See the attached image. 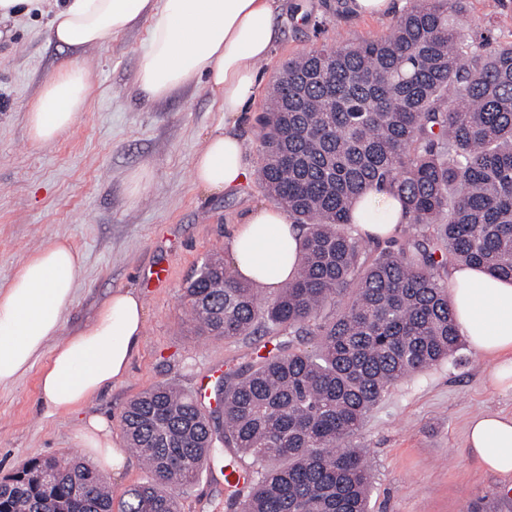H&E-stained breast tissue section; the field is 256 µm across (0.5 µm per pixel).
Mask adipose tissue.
I'll return each mask as SVG.
<instances>
[{"mask_svg":"<svg viewBox=\"0 0 512 512\" xmlns=\"http://www.w3.org/2000/svg\"><path fill=\"white\" fill-rule=\"evenodd\" d=\"M279 0H64L52 8L50 34L79 53L151 19L147 47L136 63V86L150 100L168 98L198 82L220 104L224 126L210 134L193 161L196 184L230 191L248 179L243 141L235 130L264 77L259 64L280 37ZM90 85L83 68L49 77L26 116L33 143L46 145L69 131L87 108ZM403 220L391 194L366 193L356 227L367 240L393 237ZM300 230L287 210L251 209L228 242L235 275L269 291L295 275ZM82 257L54 240L32 254L8 288L0 290V386L24 376L53 352L39 379L42 400L55 411L78 415L81 443L97 469L120 475L127 455L107 421L83 414L95 396L121 383L142 340L144 305L139 293L114 291L88 327L63 334ZM448 292L459 332L483 357L495 359L494 387L512 388V280L479 268L453 266ZM466 442L480 466L512 480V415L486 411L472 417Z\"/></svg>","mask_w":512,"mask_h":512,"instance_id":"1","label":"adipose tissue"}]
</instances>
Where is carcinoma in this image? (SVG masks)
<instances>
[{"instance_id":"obj_1","label":"carcinoma","mask_w":512,"mask_h":512,"mask_svg":"<svg viewBox=\"0 0 512 512\" xmlns=\"http://www.w3.org/2000/svg\"><path fill=\"white\" fill-rule=\"evenodd\" d=\"M465 2L417 0L384 39L284 66L260 117V178L306 229L295 277L265 305L213 257L182 301L204 335L276 332L288 347L220 379L218 412L172 385L130 401L122 430L153 479L126 489L120 512H180L172 487L244 460L251 493L231 512H370L371 465L347 443L392 387L462 347L443 273L512 279V43L466 35ZM372 188L399 201L413 238L370 258L355 208ZM76 483L87 496L72 497ZM0 512H112V494L65 459L49 495L1 481Z\"/></svg>"}]
</instances>
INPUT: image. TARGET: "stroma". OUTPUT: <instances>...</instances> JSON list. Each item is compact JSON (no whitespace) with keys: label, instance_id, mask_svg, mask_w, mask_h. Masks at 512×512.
<instances>
[{"label":"stroma","instance_id":"stroma-1","mask_svg":"<svg viewBox=\"0 0 512 512\" xmlns=\"http://www.w3.org/2000/svg\"><path fill=\"white\" fill-rule=\"evenodd\" d=\"M414 0H392L378 17H362L350 0H281L283 37L260 69L273 81L289 58L339 40L390 34ZM468 34L512 42V0H467ZM51 16L36 10L0 24V290L36 250L61 238L83 258L64 333L89 326L117 290L140 293L141 344L123 382L90 400L87 413L105 417L123 439L127 404L160 384L196 391L203 376H224L256 363L283 336L225 340L197 335L181 302L186 280L213 255H227L234 224L252 208L271 204L258 169V118L266 92L251 100L239 126L252 176L234 192L197 187L192 161L208 135L223 127L205 84L164 100H149L135 85L136 60L149 22L113 36L103 47L75 56L50 37ZM79 66L91 82L83 118L52 144L28 134L25 106L59 70ZM152 171L151 190L132 198L128 177ZM169 272L166 287L149 277ZM491 363L470 346L392 388L350 440L366 449L373 473V512H468L478 498L497 493L496 512H512L502 478L486 473L465 446L468 420L485 410L512 414V389L488 386ZM41 365L0 386V478L35 457L83 460L72 418L52 410L39 393ZM228 489L219 467L206 465L180 496L181 512H225Z\"/></svg>","mask_w":512,"mask_h":512}]
</instances>
